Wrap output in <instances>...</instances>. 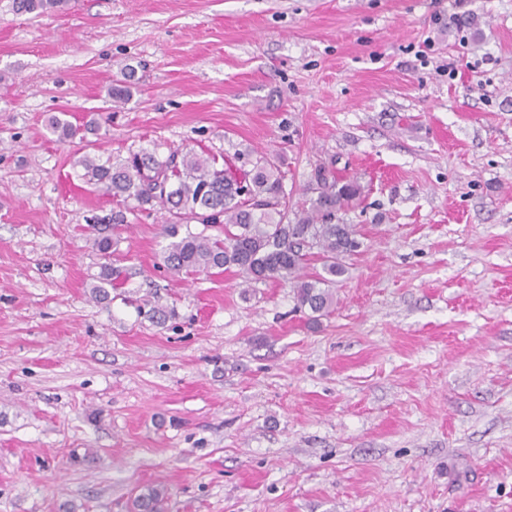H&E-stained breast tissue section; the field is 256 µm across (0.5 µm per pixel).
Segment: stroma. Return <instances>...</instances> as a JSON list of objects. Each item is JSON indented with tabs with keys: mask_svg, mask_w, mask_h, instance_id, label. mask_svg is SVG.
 Masks as SVG:
<instances>
[{
	"mask_svg": "<svg viewBox=\"0 0 512 512\" xmlns=\"http://www.w3.org/2000/svg\"><path fill=\"white\" fill-rule=\"evenodd\" d=\"M142 148L277 156L296 204L320 166L367 186L332 314L168 272L159 209L104 225L128 277L93 302L113 202L78 161ZM148 488L165 512H512V0H0V512Z\"/></svg>",
	"mask_w": 512,
	"mask_h": 512,
	"instance_id": "1",
	"label": "stroma"
}]
</instances>
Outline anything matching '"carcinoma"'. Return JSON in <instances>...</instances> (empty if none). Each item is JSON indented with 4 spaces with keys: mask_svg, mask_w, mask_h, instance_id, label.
Segmentation results:
<instances>
[{
    "mask_svg": "<svg viewBox=\"0 0 512 512\" xmlns=\"http://www.w3.org/2000/svg\"><path fill=\"white\" fill-rule=\"evenodd\" d=\"M62 0H14L19 13H45ZM133 74L115 79L108 96L129 98ZM78 164L84 178L103 188L117 209L96 224H125L127 214L151 212L160 207L168 214L167 236L173 238L163 253L165 267L176 274H201L235 268L246 282L278 281L293 288L296 308H307L318 321L333 312L329 285L347 272L343 263L358 243L356 225L341 215L355 206L364 187L355 179L329 178L318 170L305 188L309 198L294 207L285 193L284 174L277 161L263 158L249 170L215 167L216 159L190 149L160 160L155 153L139 150L125 159L98 163L84 157ZM224 225V237L187 233L178 237V225ZM318 249L322 273L308 280L302 276L313 249ZM126 278L123 268L105 263L91 286L99 304L112 301V288ZM149 321L163 325L176 311L151 307L140 309ZM137 512H162L163 496L150 489L135 499Z\"/></svg>",
    "mask_w": 512,
    "mask_h": 512,
    "instance_id": "carcinoma-1",
    "label": "carcinoma"
}]
</instances>
